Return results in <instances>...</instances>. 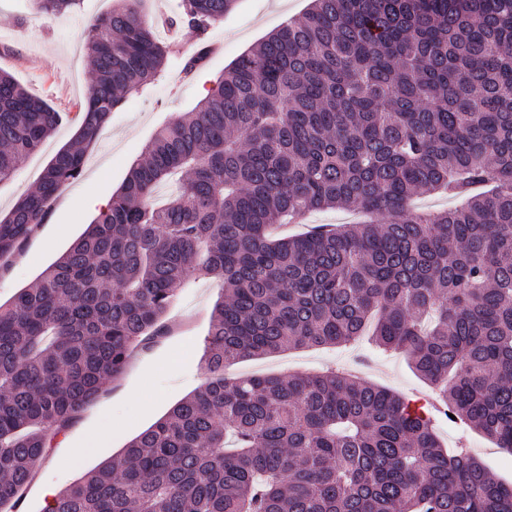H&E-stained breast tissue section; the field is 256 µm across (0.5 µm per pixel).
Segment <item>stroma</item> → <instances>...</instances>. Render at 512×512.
Returning a JSON list of instances; mask_svg holds the SVG:
<instances>
[{
    "mask_svg": "<svg viewBox=\"0 0 512 512\" xmlns=\"http://www.w3.org/2000/svg\"><path fill=\"white\" fill-rule=\"evenodd\" d=\"M115 2L83 0L80 11L49 18L31 0H0V69L14 73L33 95L57 111L78 113L93 81L85 58L84 30L91 18ZM310 5L311 0H238L223 22L209 31L212 52L195 76L183 77L178 67H169L162 79L130 96L113 112L86 154L82 175L60 190L48 222L28 240L10 275L0 279V304L30 286L96 218L100 208L87 202V193L111 199L157 131L191 111L202 99L203 89L212 88L242 53L282 23L301 16ZM78 128L73 120L60 125L39 151L20 163L11 180L0 183L1 213L36 187L49 162L72 141ZM220 294L219 286L208 278L178 287L166 317L169 332L139 350L121 375L108 380L106 394L87 406L73 424L63 451L74 461L60 471L58 488H66L120 455L133 437L204 385V339ZM331 369L426 405L448 452L465 450L479 457L500 480L512 481V452L449 419L436 391L416 377L403 356L376 350L367 339L342 347H303L245 359L227 367L225 374L288 376ZM130 389L138 392L137 401L126 400ZM106 428L112 431L111 440L86 449L87 439Z\"/></svg>",
    "mask_w": 512,
    "mask_h": 512,
    "instance_id": "stroma-1",
    "label": "stroma"
}]
</instances>
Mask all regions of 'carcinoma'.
<instances>
[{
    "mask_svg": "<svg viewBox=\"0 0 512 512\" xmlns=\"http://www.w3.org/2000/svg\"><path fill=\"white\" fill-rule=\"evenodd\" d=\"M33 2L48 16L81 5ZM138 2L86 26L79 129L0 217L3 276L112 112L173 61L200 69L237 0H182L172 24L190 51ZM68 119L0 70V182ZM435 192L461 205L410 208ZM329 208L374 219L268 234ZM201 276L221 286L207 381L44 512H512V484L448 454L431 418L384 388L336 371L224 377L368 330L512 451V0H312L160 129L106 210L0 304V512H19L54 435Z\"/></svg>",
    "mask_w": 512,
    "mask_h": 512,
    "instance_id": "carcinoma-1",
    "label": "carcinoma"
}]
</instances>
